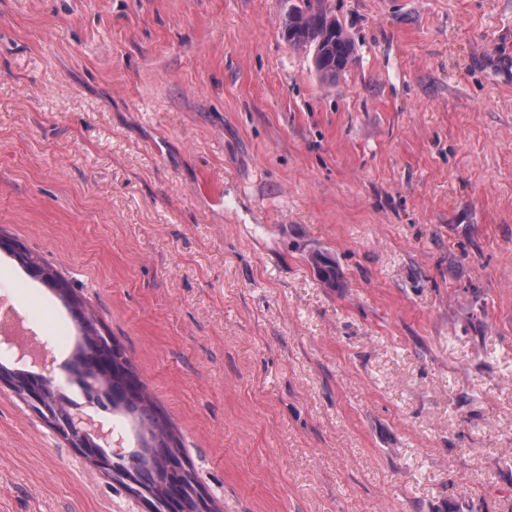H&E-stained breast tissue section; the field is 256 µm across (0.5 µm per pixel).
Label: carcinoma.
<instances>
[{
	"mask_svg": "<svg viewBox=\"0 0 512 512\" xmlns=\"http://www.w3.org/2000/svg\"><path fill=\"white\" fill-rule=\"evenodd\" d=\"M316 2L318 5L307 11L298 6L288 11L284 36L294 48L305 49L315 56L312 61L315 72L326 84L332 85L349 66L353 45L333 12L324 7V0ZM15 260L32 277L35 276L36 267L46 274L42 284L55 292L77 325L73 349L65 362V367L72 374V382L82 388L96 406L128 422L135 433L136 446L125 449V465L113 471L112 477L124 483V473L129 471L133 477V482L128 484L129 489L137 491L144 488L157 501H163L168 493V465L182 458L179 441L171 424L149 397L143 383L136 380L131 365L118 366L110 373L98 369L97 357L91 346L97 345L100 339V353L110 354L112 348L90 320L75 290L31 253L17 254ZM315 263L323 283L331 288L340 285L341 275L333 262L320 256ZM0 369L21 383L29 379L39 381L47 398L55 403V425L60 428L76 427L77 402L60 389L51 376L28 369L10 368L2 363ZM196 485L195 474L191 469H186L184 494L190 509L195 507Z\"/></svg>",
	"mask_w": 512,
	"mask_h": 512,
	"instance_id": "obj_1",
	"label": "carcinoma"
}]
</instances>
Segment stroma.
<instances>
[{
  "label": "stroma",
  "instance_id": "stroma-1",
  "mask_svg": "<svg viewBox=\"0 0 512 512\" xmlns=\"http://www.w3.org/2000/svg\"><path fill=\"white\" fill-rule=\"evenodd\" d=\"M327 4L332 87L290 0H0V234L219 512H512V0ZM0 512L147 506L0 384ZM313 1L318 5L311 8L312 1H307L308 11L299 6L288 11L284 36L294 48L312 51L315 72L326 84L334 85L351 62L353 45L333 12L324 7V0Z\"/></svg>",
  "mask_w": 512,
  "mask_h": 512
}]
</instances>
